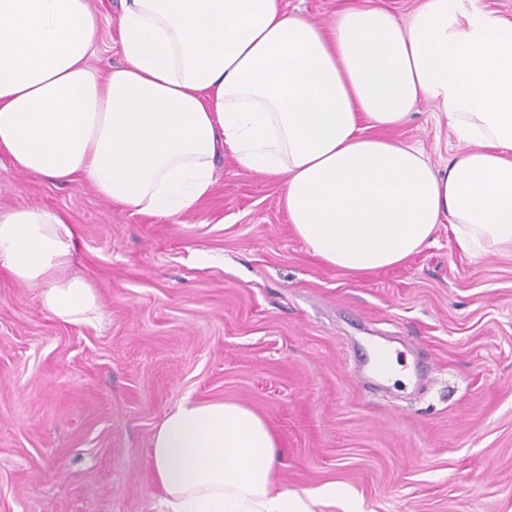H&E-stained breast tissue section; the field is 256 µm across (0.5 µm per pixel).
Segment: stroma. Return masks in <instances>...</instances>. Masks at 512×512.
Returning <instances> with one entry per match:
<instances>
[{"mask_svg":"<svg viewBox=\"0 0 512 512\" xmlns=\"http://www.w3.org/2000/svg\"><path fill=\"white\" fill-rule=\"evenodd\" d=\"M89 4L98 66L122 63L121 0ZM391 135L438 167L456 147L426 104ZM20 206L74 224L106 317L64 323L0 271V512H158L150 440L186 396L262 417L275 485L312 492V512H512V254L463 253L442 224L401 265L331 267L293 232L279 180L227 153L171 219L1 159L0 208ZM376 343L423 387L366 389L353 358Z\"/></svg>","mask_w":512,"mask_h":512,"instance_id":"stroma-1","label":"stroma"}]
</instances>
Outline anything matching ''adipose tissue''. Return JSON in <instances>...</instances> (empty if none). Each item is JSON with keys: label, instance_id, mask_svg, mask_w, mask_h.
Segmentation results:
<instances>
[{"label": "adipose tissue", "instance_id": "adipose-tissue-1", "mask_svg": "<svg viewBox=\"0 0 512 512\" xmlns=\"http://www.w3.org/2000/svg\"><path fill=\"white\" fill-rule=\"evenodd\" d=\"M125 62L93 66L88 0H0V157L170 218L194 208L230 152L281 180L295 234L349 272L407 260L450 224L466 253L512 252V20L480 0H421L399 20L347 0L329 25L284 0H122ZM422 103L457 147L434 172L386 137ZM62 213L0 209V269L64 323L103 317L74 275ZM159 512H311L275 488L277 443L244 405L183 398L157 424Z\"/></svg>", "mask_w": 512, "mask_h": 512}]
</instances>
